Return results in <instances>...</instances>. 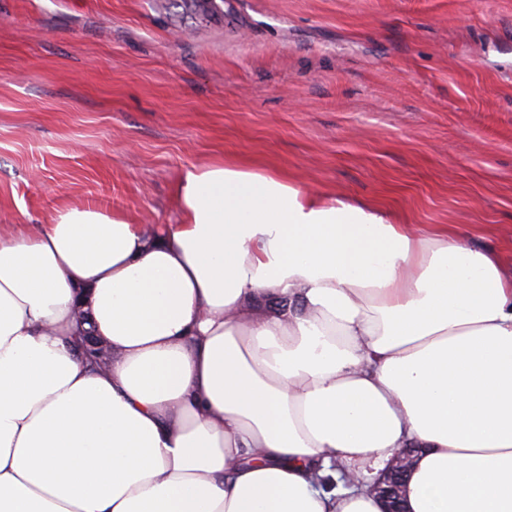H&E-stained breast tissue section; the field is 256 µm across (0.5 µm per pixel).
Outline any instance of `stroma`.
Here are the masks:
<instances>
[{"instance_id": "1", "label": "stroma", "mask_w": 512, "mask_h": 512, "mask_svg": "<svg viewBox=\"0 0 512 512\" xmlns=\"http://www.w3.org/2000/svg\"><path fill=\"white\" fill-rule=\"evenodd\" d=\"M210 161L512 265V0H0V225L174 216Z\"/></svg>"}]
</instances>
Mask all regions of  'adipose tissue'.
Instances as JSON below:
<instances>
[{
  "label": "adipose tissue",
  "instance_id": "ef3b65f1",
  "mask_svg": "<svg viewBox=\"0 0 512 512\" xmlns=\"http://www.w3.org/2000/svg\"><path fill=\"white\" fill-rule=\"evenodd\" d=\"M174 197L0 231V512H381L409 446L406 512H512L495 251L221 162ZM416 451V448H401L369 486L368 491L384 504V512L405 511L402 504L404 482Z\"/></svg>",
  "mask_w": 512,
  "mask_h": 512
}]
</instances>
